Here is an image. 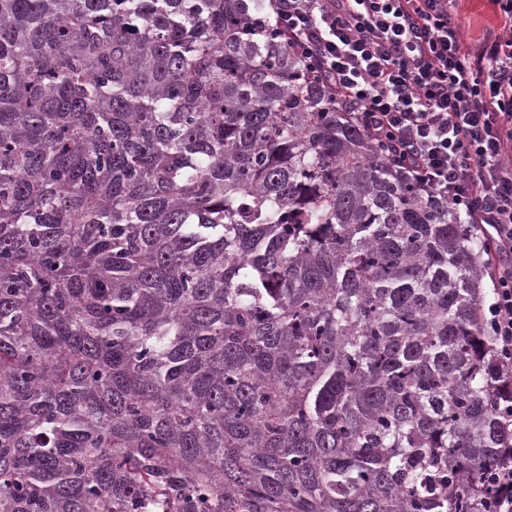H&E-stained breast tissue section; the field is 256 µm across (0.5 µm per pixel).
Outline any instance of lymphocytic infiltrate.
I'll use <instances>...</instances> for the list:
<instances>
[{"mask_svg":"<svg viewBox=\"0 0 512 512\" xmlns=\"http://www.w3.org/2000/svg\"><path fill=\"white\" fill-rule=\"evenodd\" d=\"M313 79L388 161L481 227L490 330L512 380V0L465 43L452 0H268Z\"/></svg>","mask_w":512,"mask_h":512,"instance_id":"obj_1","label":"lymphocytic infiltrate"}]
</instances>
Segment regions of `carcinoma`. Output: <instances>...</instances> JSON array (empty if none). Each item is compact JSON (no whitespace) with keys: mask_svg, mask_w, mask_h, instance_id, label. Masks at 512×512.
I'll return each mask as SVG.
<instances>
[{"mask_svg":"<svg viewBox=\"0 0 512 512\" xmlns=\"http://www.w3.org/2000/svg\"><path fill=\"white\" fill-rule=\"evenodd\" d=\"M488 262L265 0H0V512H484Z\"/></svg>","mask_w":512,"mask_h":512,"instance_id":"carcinoma-1","label":"carcinoma"}]
</instances>
